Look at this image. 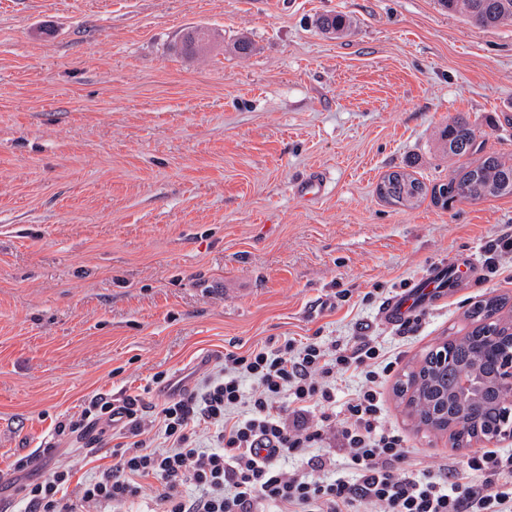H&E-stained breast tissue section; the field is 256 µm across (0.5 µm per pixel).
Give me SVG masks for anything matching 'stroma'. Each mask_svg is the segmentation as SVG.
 <instances>
[{
    "label": "stroma",
    "instance_id": "1",
    "mask_svg": "<svg viewBox=\"0 0 512 512\" xmlns=\"http://www.w3.org/2000/svg\"><path fill=\"white\" fill-rule=\"evenodd\" d=\"M343 14L342 34L320 17ZM206 30L199 53L175 47ZM246 40L253 51L236 45ZM465 116L512 159V25L483 29L437 0H0V507L14 464L49 449L75 480L112 462L58 433L97 395L147 404L195 389L225 351L366 334L399 359L389 426L429 463L466 448L416 430L394 393L410 365L512 302L487 248L512 197L404 207L394 170L448 182L439 133ZM321 175L325 196L295 194ZM474 256L411 331L380 320L430 267Z\"/></svg>",
    "mask_w": 512,
    "mask_h": 512
}]
</instances>
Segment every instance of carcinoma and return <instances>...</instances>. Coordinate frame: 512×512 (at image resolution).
<instances>
[{
  "instance_id": "cac0c4a2",
  "label": "carcinoma",
  "mask_w": 512,
  "mask_h": 512,
  "mask_svg": "<svg viewBox=\"0 0 512 512\" xmlns=\"http://www.w3.org/2000/svg\"><path fill=\"white\" fill-rule=\"evenodd\" d=\"M450 13L464 15L472 24L496 28L512 23V0H439ZM443 149L448 156L462 158L480 152L476 135L463 118L454 120L440 133ZM381 197L392 203H412L426 196L441 205L452 202H477L489 198L512 197V163L490 153L463 167L448 182L427 186L423 181L405 172L393 171L378 185ZM504 298H491L474 304L467 317L472 328L448 342L454 350L455 363L442 365L428 352L409 367L404 379L396 384L395 392L415 426L429 433H449V439L458 447H465L475 438L469 430H454L450 416L444 413L445 396L453 391L459 378L474 373L485 383L477 405L455 407V413L479 412L484 424H494L506 408V395L495 388L497 363L484 355L488 326L498 329L500 336H512V315L503 314Z\"/></svg>"
}]
</instances>
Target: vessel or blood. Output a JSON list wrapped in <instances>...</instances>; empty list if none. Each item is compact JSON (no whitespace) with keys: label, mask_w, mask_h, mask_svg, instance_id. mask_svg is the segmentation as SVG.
<instances>
[{"label":"vessel or blood","mask_w":512,"mask_h":512,"mask_svg":"<svg viewBox=\"0 0 512 512\" xmlns=\"http://www.w3.org/2000/svg\"><path fill=\"white\" fill-rule=\"evenodd\" d=\"M475 264V259L470 257L438 265L419 277L411 292L388 298L381 310L382 318L392 325L405 322L416 308L429 302L437 303L442 298L444 290L455 281L456 268L462 266L471 268Z\"/></svg>","instance_id":"b4317fda"}]
</instances>
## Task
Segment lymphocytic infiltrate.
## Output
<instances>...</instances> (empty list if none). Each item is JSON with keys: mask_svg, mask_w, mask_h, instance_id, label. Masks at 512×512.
Here are the masks:
<instances>
[{"mask_svg": "<svg viewBox=\"0 0 512 512\" xmlns=\"http://www.w3.org/2000/svg\"><path fill=\"white\" fill-rule=\"evenodd\" d=\"M391 368L374 336L291 338L226 351L216 376L157 407L94 397L59 431L84 438L120 423L130 443L76 494L62 464L22 484L20 512H134L146 477L160 482L153 512H512L511 450L433 467L387 426L380 389ZM201 426L213 431L209 444ZM291 457L300 467L288 468Z\"/></svg>", "mask_w": 512, "mask_h": 512, "instance_id": "1", "label": "lymphocytic infiltrate"}]
</instances>
